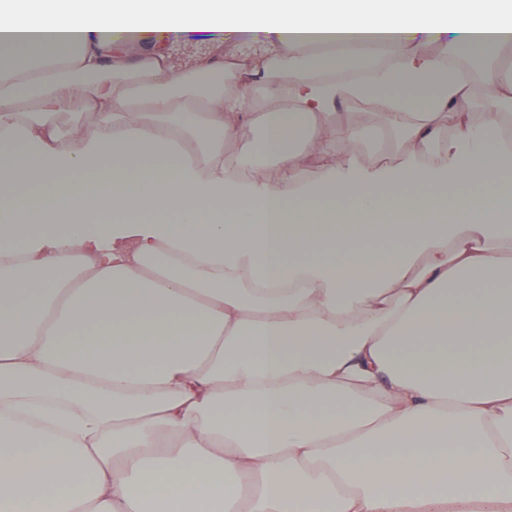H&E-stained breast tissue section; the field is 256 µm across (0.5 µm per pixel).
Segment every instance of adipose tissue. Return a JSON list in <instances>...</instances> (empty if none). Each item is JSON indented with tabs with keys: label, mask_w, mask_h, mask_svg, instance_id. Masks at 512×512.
Wrapping results in <instances>:
<instances>
[{
	"label": "adipose tissue",
	"mask_w": 512,
	"mask_h": 512,
	"mask_svg": "<svg viewBox=\"0 0 512 512\" xmlns=\"http://www.w3.org/2000/svg\"><path fill=\"white\" fill-rule=\"evenodd\" d=\"M450 32L511 99L512 0H0V512H512V114ZM383 54L370 162L307 73ZM183 43L188 45L185 47L178 48V46L168 45L169 54L172 58V62L176 66H182L185 63L187 55L193 50L204 49L206 47L214 45V39L209 37L208 34H195L189 39L183 40Z\"/></svg>",
	"instance_id": "1"
}]
</instances>
